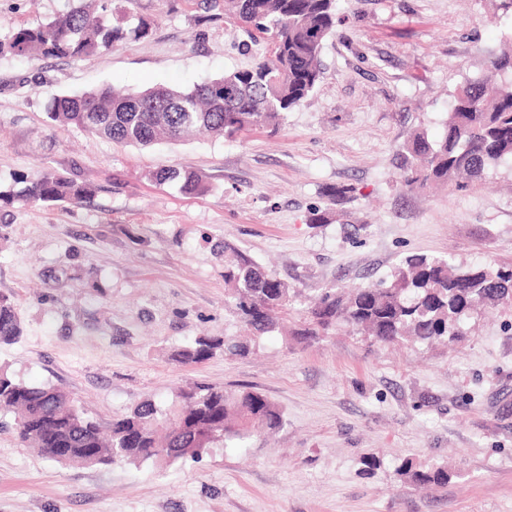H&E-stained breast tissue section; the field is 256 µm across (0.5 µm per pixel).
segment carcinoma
Here are the masks:
<instances>
[{"mask_svg": "<svg viewBox=\"0 0 512 512\" xmlns=\"http://www.w3.org/2000/svg\"><path fill=\"white\" fill-rule=\"evenodd\" d=\"M91 3L79 0V6L60 18L12 32L0 40V54L27 60L78 58L149 35L147 20L132 23L122 14L98 15ZM224 6L246 32L263 34L271 44L270 52L251 67L189 90L160 86L125 94L99 89L56 95L49 118L117 145L142 148L181 142L197 133L233 140L257 129L278 131L285 115L322 79L320 55L336 27V0H224ZM451 98L443 135L432 141L418 132L405 146L404 185L410 190L431 185L462 190L481 180L486 170L512 163V45L489 51L484 73L463 77ZM152 178L160 184L177 183L185 195L208 191L201 176L188 169H160ZM86 192L75 179L47 171L13 196L39 204L78 201ZM224 284L254 336L270 332L273 315L287 310L295 298L288 283L244 254L224 266ZM504 301L512 302V270L461 269L445 258L413 255L389 282L348 292L323 289L296 335L318 336L344 324L382 344L453 339L474 307ZM22 333L13 305L0 299V345L15 343ZM249 351L248 343L233 337L200 336L177 349L174 358L189 366L218 354L244 356ZM0 411L14 414L21 443L34 445L48 459L84 467L169 464L220 445L245 444L257 433L272 435L286 423L284 411L259 391L204 383L180 392L168 406L144 399L102 422L81 409L71 393L28 385L2 371ZM402 472L414 483L448 481L441 467L423 472L405 465Z\"/></svg>", "mask_w": 512, "mask_h": 512, "instance_id": "obj_1", "label": "carcinoma"}]
</instances>
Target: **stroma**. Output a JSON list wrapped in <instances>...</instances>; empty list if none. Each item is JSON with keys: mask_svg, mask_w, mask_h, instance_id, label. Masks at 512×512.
Returning a JSON list of instances; mask_svg holds the SVG:
<instances>
[{"mask_svg": "<svg viewBox=\"0 0 512 512\" xmlns=\"http://www.w3.org/2000/svg\"><path fill=\"white\" fill-rule=\"evenodd\" d=\"M151 23L147 39L80 58L0 55V191L55 170L77 202L0 200V296L23 327L0 369L54 385L107 420L197 382L257 388L286 423L273 437L159 468L40 457L0 428V512H512V303L472 312L450 343H376L340 327L295 336L282 316L244 357L183 366L173 350L245 330L224 291V247L248 254L305 304L323 289L390 279L409 255L512 267V164L466 189L411 190L401 155L438 139L451 93L512 40L499 0H337L324 75L278 132L122 147L48 116L53 95L188 88L248 67L224 0H96ZM69 0H0V39L64 14ZM197 171L188 196L148 171ZM352 201L328 206V188ZM329 208L313 224V207ZM377 464L366 468L365 456ZM443 466L413 485L403 465Z\"/></svg>", "mask_w": 512, "mask_h": 512, "instance_id": "1", "label": "stroma"}]
</instances>
